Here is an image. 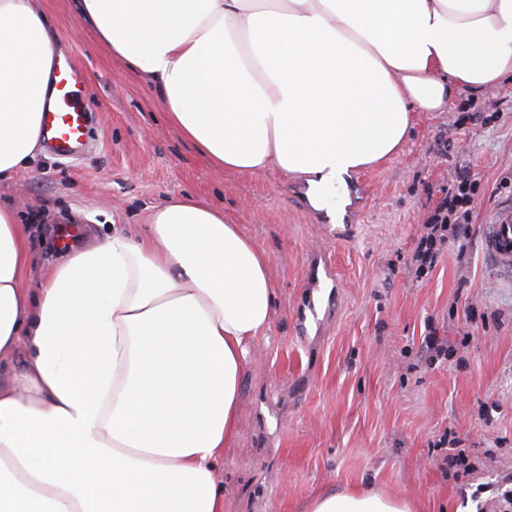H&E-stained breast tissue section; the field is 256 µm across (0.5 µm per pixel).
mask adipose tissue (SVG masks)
<instances>
[{
  "instance_id": "obj_1",
  "label": "adipose tissue",
  "mask_w": 512,
  "mask_h": 512,
  "mask_svg": "<svg viewBox=\"0 0 512 512\" xmlns=\"http://www.w3.org/2000/svg\"><path fill=\"white\" fill-rule=\"evenodd\" d=\"M217 168L303 178L317 210L392 155L454 84L512 76V0H77ZM55 55L41 0H0V181L41 154ZM34 227L0 204V512H224L242 378L275 307L270 262L185 197L22 286ZM369 488L305 512H413Z\"/></svg>"
}]
</instances>
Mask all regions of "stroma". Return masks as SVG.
Masks as SVG:
<instances>
[{
  "label": "stroma",
  "mask_w": 512,
  "mask_h": 512,
  "mask_svg": "<svg viewBox=\"0 0 512 512\" xmlns=\"http://www.w3.org/2000/svg\"><path fill=\"white\" fill-rule=\"evenodd\" d=\"M46 8L94 110L81 155L45 153L0 183V202L40 227L24 287L37 288L63 252L58 227L103 235L184 196L219 209L268 255L276 290L267 338L243 375L240 436L224 454V512H304L329 486L373 488L419 512H489L492 488L512 473V278L483 253L481 226L512 204V78L457 87L447 111L415 113L401 149L362 170L354 227L340 240L304 180L212 167L167 121L158 91L80 21L74 0ZM462 163L477 183L468 235L416 279L408 263L421 225ZM317 271L334 293L305 325ZM431 326L448 341L446 357L421 351ZM445 435L470 451L471 471L441 473Z\"/></svg>",
  "instance_id": "stroma-1"
}]
</instances>
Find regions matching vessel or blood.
<instances>
[{
    "label": "vessel or blood",
    "mask_w": 512,
    "mask_h": 512,
    "mask_svg": "<svg viewBox=\"0 0 512 512\" xmlns=\"http://www.w3.org/2000/svg\"><path fill=\"white\" fill-rule=\"evenodd\" d=\"M52 93L42 112L41 126L50 150L62 157L79 155L86 147L88 114L93 102L86 92V78L74 63L55 62ZM482 248L502 273L512 277V205L494 213L483 227Z\"/></svg>",
    "instance_id": "obj_1"
}]
</instances>
